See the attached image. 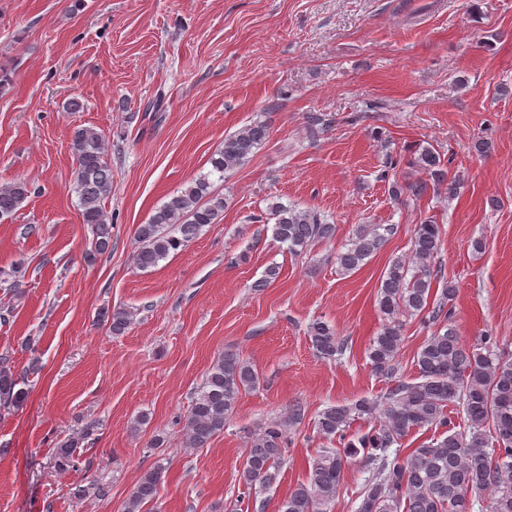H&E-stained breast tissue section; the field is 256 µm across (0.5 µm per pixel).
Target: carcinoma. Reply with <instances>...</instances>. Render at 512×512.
<instances>
[{"label":"carcinoma","mask_w":512,"mask_h":512,"mask_svg":"<svg viewBox=\"0 0 512 512\" xmlns=\"http://www.w3.org/2000/svg\"><path fill=\"white\" fill-rule=\"evenodd\" d=\"M307 132L315 139L331 125L322 113L307 116ZM270 127L255 121L233 134L211 158L209 174L172 195L150 220L138 226L134 263L149 270L170 254L184 249L202 229L215 223L227 206L224 196L213 192L209 177L239 168L266 142ZM76 156L73 190L83 223L91 226L94 239L85 252L89 263L112 249V217L104 203L112 195V166L106 159L105 141L92 127L75 130ZM410 165L424 175L416 182L390 183L389 195L398 201L408 193L423 196L428 188L457 193L459 176L450 174L451 161L435 148L414 151ZM31 193L25 180L0 185V219L13 215ZM266 221L272 223L273 239L300 256L313 245L331 241L336 225L312 208L274 202ZM391 229L377 224L360 226L346 249L336 253V264L344 273L360 269L380 250ZM411 251L393 259L377 290V305L383 323L368 348L371 370L392 378L396 358L404 340L403 319L420 316L436 327L416 355L417 381L397 380L379 397L331 405L318 413L314 429L339 447L325 448L312 460L307 480L297 484L279 506V512H326L339 495L344 470L360 464L371 472L356 512H483V498L491 499V512H512V352L501 349L492 336L475 343L462 342L454 324L453 302L457 288L446 280L436 264L441 246L440 227L432 221L414 225ZM442 284L439 295L433 286ZM101 320L112 334H124L134 323L127 309H104ZM312 347L323 359L334 360L344 350L336 328L319 319L309 324ZM259 384L252 364L239 354L226 352L205 374L201 390L185 416L183 437L191 449L206 447L224 432L241 392ZM26 391L19 378L0 360V406L20 408ZM456 408L462 426L450 417ZM295 405L288 419L268 423L251 435L250 448L239 471V480L250 493L269 491L278 481L283 465L282 448L286 428L302 420ZM364 420L363 432L348 436L353 421ZM441 428L442 434L404 452L402 440L423 428ZM77 442L56 449L54 466H75ZM163 479V468L144 472L126 503L125 512H141L153 501ZM109 487L77 486L73 496L106 497Z\"/></svg>","instance_id":"carcinoma-1"}]
</instances>
